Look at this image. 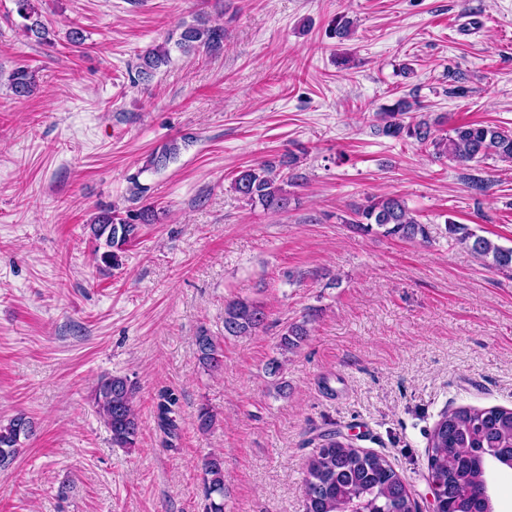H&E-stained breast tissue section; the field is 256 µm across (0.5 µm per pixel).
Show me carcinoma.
<instances>
[{
    "instance_id": "carcinoma-1",
    "label": "carcinoma",
    "mask_w": 512,
    "mask_h": 512,
    "mask_svg": "<svg viewBox=\"0 0 512 512\" xmlns=\"http://www.w3.org/2000/svg\"><path fill=\"white\" fill-rule=\"evenodd\" d=\"M22 29L37 42H48L49 28L43 22L35 0H15ZM185 54L199 50L217 53L224 48V26L213 24L197 15L182 23L176 42ZM165 45L148 50L142 56L140 73L147 75L169 61ZM10 88L17 97H29L36 87L33 71L17 67L9 75ZM412 103L401 98L378 113V133L386 137L413 139L432 149L436 158H449L459 164L486 159L512 164V130L481 123H465L442 134L438 126L442 118L405 121ZM179 150L172 141L155 150L146 169L159 170L167 166ZM297 157L290 153L279 165L262 163L239 173L234 189L252 203L273 212L288 207L286 186L298 184L294 173ZM355 218L348 223L363 234H382L402 239H429L428 225L419 221L396 196L370 195L354 209ZM158 213L151 205L128 209L125 214L110 206L99 208L93 223L87 225L95 241L94 256L102 271L123 265L125 247L138 239L144 225L155 224ZM445 230L454 239L479 257H492L499 268L512 267V248H504L476 234L452 218L445 220ZM265 310L247 300H233L224 308V334L250 335L265 325ZM308 321L286 327L280 338L284 352L300 348L308 336ZM199 361L207 368L218 370L223 362V350L206 331L196 337ZM137 388L126 377L101 378L90 399L96 412L111 433L112 444L118 448L136 447L139 419L135 409ZM179 398L173 392L161 396L158 418L166 426L173 425ZM33 432V423L24 413L0 422V468L9 465L19 453L23 441ZM429 479L439 489L436 512H494L487 491L489 462L512 468V409L503 407H459L442 414L429 440ZM206 512H224V461L210 455L202 461ZM307 512H415L405 479L385 457L362 451L352 444L327 435L319 451L308 463L305 478Z\"/></svg>"
}]
</instances>
